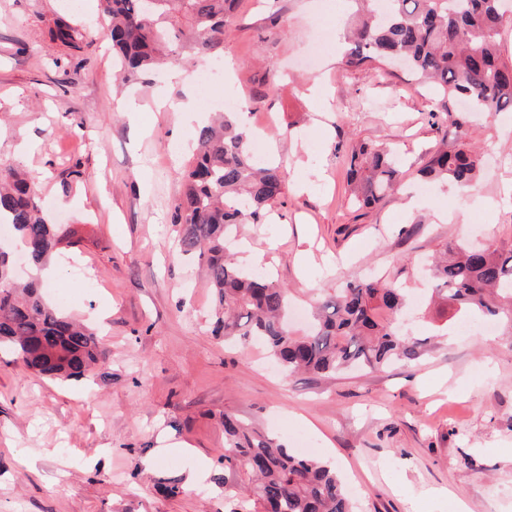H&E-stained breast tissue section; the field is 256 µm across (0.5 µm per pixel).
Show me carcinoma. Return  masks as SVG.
<instances>
[{"instance_id": "cac0c4a2", "label": "carcinoma", "mask_w": 512, "mask_h": 512, "mask_svg": "<svg viewBox=\"0 0 512 512\" xmlns=\"http://www.w3.org/2000/svg\"><path fill=\"white\" fill-rule=\"evenodd\" d=\"M238 0H100L105 36L124 77L155 73L185 53L216 56L227 19ZM357 21L341 64L377 70L401 59L413 79L465 100L467 112H432L439 147L421 169L428 181L472 186L483 166L481 153L466 142L469 113L512 112V59L500 53L499 35L512 15L505 0H352ZM55 38L73 45L79 32L60 21ZM226 112L198 128L185 189L174 207L179 254L196 258L214 292L212 334L246 346L262 343L293 375H333L352 365L380 370L396 360H415L424 341L402 334L399 318L406 294L396 282L377 278L349 282L319 302L308 328L288 323L290 291L261 273L238 265L230 253L233 231L268 216L286 187L282 165L251 158L248 137ZM399 175L393 152L360 142L350 147L351 203L371 208L394 190ZM0 224L11 226L29 266L38 270L67 240L46 219L37 192L11 168L0 169ZM450 257L434 270L431 300L479 312L512 326V250L448 244ZM44 285L16 277L10 252L0 246V347L12 350L30 371L49 379L82 380L108 356L101 338L49 305ZM230 512H354V503L335 468L295 455L285 445L240 421L224 417L220 456ZM159 494L176 497L180 481L157 482Z\"/></svg>"}]
</instances>
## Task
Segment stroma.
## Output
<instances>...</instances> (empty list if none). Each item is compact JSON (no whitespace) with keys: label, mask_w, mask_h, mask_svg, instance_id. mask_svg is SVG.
Masks as SVG:
<instances>
[{"label":"stroma","mask_w":512,"mask_h":512,"mask_svg":"<svg viewBox=\"0 0 512 512\" xmlns=\"http://www.w3.org/2000/svg\"><path fill=\"white\" fill-rule=\"evenodd\" d=\"M0 0V166L38 179L49 221L73 243L54 257L65 307L98 329L109 356L103 378L60 382L0 351V512H224V415L336 467L356 512H512V331L460 333L461 315L438 304L410 314L406 332L429 355L383 371L283 375L259 345L211 335L213 293L197 261L177 260L172 224L181 168L197 124L160 110L186 99L205 112L240 95L266 123L269 158L288 171L266 223L240 225L254 249L276 240L267 270L295 308L369 273L428 292L426 261L451 242L512 249V112L474 115L483 152L473 191L422 185L439 141L431 112L441 98L396 68H341L339 49L311 60L319 35L352 22L339 0H239L224 39L237 63L231 85L201 92L200 58L181 62L190 82L164 73L121 81L99 24V0ZM83 35L55 40L57 21ZM320 82V97L308 87ZM131 96L139 113L117 111ZM393 147L399 189L369 210L350 202L348 148ZM28 151H19L20 143ZM206 462L207 477L186 484ZM184 480L175 498L159 477Z\"/></svg>","instance_id":"35a3bbf8"}]
</instances>
